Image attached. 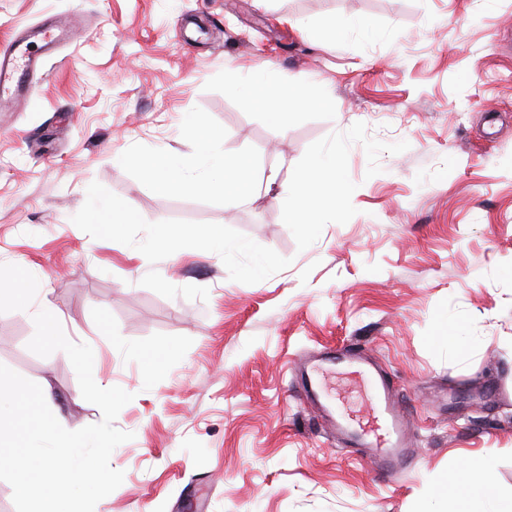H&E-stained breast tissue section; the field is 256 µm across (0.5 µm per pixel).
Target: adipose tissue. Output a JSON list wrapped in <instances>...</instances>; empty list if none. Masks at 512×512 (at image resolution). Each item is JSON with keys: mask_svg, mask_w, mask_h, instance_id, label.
<instances>
[{"mask_svg": "<svg viewBox=\"0 0 512 512\" xmlns=\"http://www.w3.org/2000/svg\"><path fill=\"white\" fill-rule=\"evenodd\" d=\"M220 141L217 133L204 139L194 172L183 173L176 158L163 152L146 166L145 173L158 189L184 193L208 186L213 174L219 173L224 177L225 195H243L250 187L251 164L244 158L226 156ZM264 181L266 187L279 188L281 196L288 198V213L294 224L311 223L315 214L322 210L339 214L349 203L348 190L336 177V157L332 154L319 157L310 169L295 174L287 184H279L274 171L265 174ZM448 488L457 500L455 512H512V507L498 499L486 473L470 466L458 467L448 481Z\"/></svg>", "mask_w": 512, "mask_h": 512, "instance_id": "1", "label": "adipose tissue"}]
</instances>
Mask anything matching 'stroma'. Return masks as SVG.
Segmentation results:
<instances>
[{"instance_id":"35a3bbf8","label":"stroma","mask_w":512,"mask_h":512,"mask_svg":"<svg viewBox=\"0 0 512 512\" xmlns=\"http://www.w3.org/2000/svg\"><path fill=\"white\" fill-rule=\"evenodd\" d=\"M72 8L28 105L0 106V269L28 268L23 294L0 282V364L64 428L101 421L67 355L27 347L49 308L97 385L132 393L124 480L94 512H445L464 461L511 497L512 0H0V52ZM334 16L357 26L331 35ZM261 67L327 103L248 105L234 81ZM212 132L284 180L335 154L347 208L301 226L264 189L225 198L219 173L193 193L146 176ZM91 190L136 223L103 232ZM327 347L393 383L415 450L393 480L296 395L295 362ZM327 392L354 420L373 396L346 363ZM327 92L324 84L314 80H303L293 88L291 95L302 104L323 105L327 100Z\"/></svg>"}]
</instances>
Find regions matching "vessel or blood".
<instances>
[{"instance_id":"1","label":"vessel or blood","mask_w":512,"mask_h":512,"mask_svg":"<svg viewBox=\"0 0 512 512\" xmlns=\"http://www.w3.org/2000/svg\"><path fill=\"white\" fill-rule=\"evenodd\" d=\"M37 78L43 74L39 53L30 51L27 37H18L12 51L0 56V100L19 103L25 90L24 82L15 81L16 72ZM347 353L322 352L320 358L304 362L298 369L303 398L320 411L322 424L337 440L353 441L364 448L377 475L391 478L406 469L414 460L407 418L395 399L381 371H374L372 381L375 402L367 412V421L353 425L338 414L324 398L323 375L325 364L346 361Z\"/></svg>"}]
</instances>
